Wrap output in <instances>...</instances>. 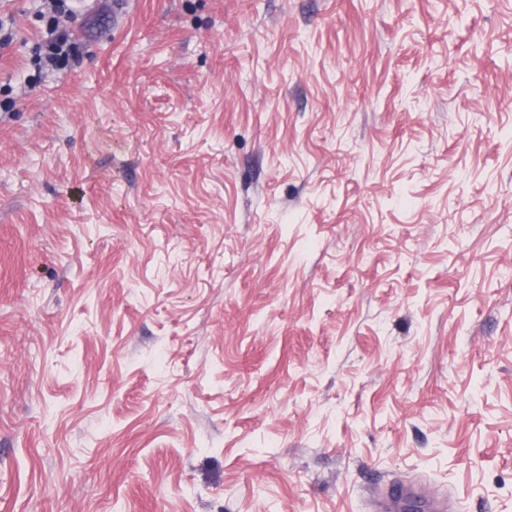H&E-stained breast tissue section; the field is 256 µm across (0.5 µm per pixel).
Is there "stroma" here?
Listing matches in <instances>:
<instances>
[{
    "instance_id": "obj_1",
    "label": "stroma",
    "mask_w": 512,
    "mask_h": 512,
    "mask_svg": "<svg viewBox=\"0 0 512 512\" xmlns=\"http://www.w3.org/2000/svg\"><path fill=\"white\" fill-rule=\"evenodd\" d=\"M0 512H512V0H0ZM50 2L51 24L38 46L34 62L40 68L53 69L61 62H69L78 55L77 43L66 26L60 25L58 17L73 13V0H48ZM446 504L414 485L396 486L379 509L382 512H445ZM416 510V511H410Z\"/></svg>"
}]
</instances>
